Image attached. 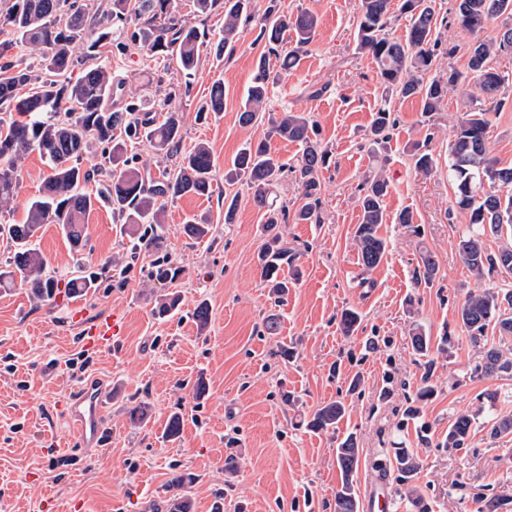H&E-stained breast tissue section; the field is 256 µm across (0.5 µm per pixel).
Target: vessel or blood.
<instances>
[{
	"label": "vessel or blood",
	"mask_w": 512,
	"mask_h": 512,
	"mask_svg": "<svg viewBox=\"0 0 512 512\" xmlns=\"http://www.w3.org/2000/svg\"><path fill=\"white\" fill-rule=\"evenodd\" d=\"M126 317L122 311H113L108 318L97 320L85 328L83 340L89 348L101 350L125 333ZM111 401L106 388L84 383L75 390L67 409L69 418L75 425L72 443L79 448L99 445L104 435V416Z\"/></svg>",
	"instance_id": "vessel-or-blood-1"
}]
</instances>
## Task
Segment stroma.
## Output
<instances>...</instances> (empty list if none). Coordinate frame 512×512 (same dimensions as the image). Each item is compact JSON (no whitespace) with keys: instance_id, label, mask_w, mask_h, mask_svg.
Wrapping results in <instances>:
<instances>
[{"instance_id":"1","label":"stroma","mask_w":512,"mask_h":512,"mask_svg":"<svg viewBox=\"0 0 512 512\" xmlns=\"http://www.w3.org/2000/svg\"><path fill=\"white\" fill-rule=\"evenodd\" d=\"M270 0H253V22L239 35L232 55L215 56L202 48L200 66L189 85L145 49L128 45L106 63L116 79L131 87L147 110L161 116L181 113L184 147L207 142L214 155L210 197L183 196L168 202L157 231L158 248L132 250L111 208L93 211L86 226L87 246L73 254L58 225L38 233V247L48 272L59 282L55 297L34 301L26 286L0 287V512H144L146 497L167 512L168 482L173 473L192 474L187 489L194 512H333L340 483L336 447L354 436L360 449L356 475L360 498L380 484L394 512H477L496 500L500 512H512V468L500 465L512 450V433L492 435L496 421L512 420V376L485 377L475 365L484 346L512 349V336L487 333L472 342L458 323V308L470 293L512 289V274L495 271L475 277L461 263L456 248L466 227L454 208L448 180V145L457 123L473 104L449 92L441 109L423 114L416 98L393 100L396 124L381 157L366 148L372 115L384 89L370 55L358 50L356 22L360 0H277L282 12L303 10L318 17L313 41L299 66L283 76L270 93L265 121L249 127L238 112L263 51L258 19ZM442 19L444 47L453 56L439 57L441 69L466 72L470 36L454 22L455 0H435ZM224 86V110L207 123L195 119L214 80ZM325 87L324 95L312 89ZM509 103L491 117L489 151L500 166L512 165V84L504 89ZM309 117L331 154L322 171L323 221L281 225L296 253L300 275L281 304H273L261 280L257 255L264 241L261 212L244 181L227 183L225 169L246 142L267 138L269 118L284 112ZM420 143L436 161L432 170L415 169L410 156ZM378 166L391 181L386 199L388 219L379 228L387 252L364 275L354 240L360 221V187ZM49 169L30 153L20 170L18 206L0 214V222L23 220V206L37 195ZM237 197L234 223L218 221L224 200ZM414 221L396 223L402 210ZM211 216L209 237L188 239L187 219ZM430 255L436 278L416 282L418 262ZM168 256L181 269L173 283L152 279L157 256ZM95 288L72 294L68 281L75 262L101 266ZM171 291L183 301L178 312L161 319L155 300ZM207 303L211 322L198 331L191 312ZM80 305L90 322L122 310L126 334L111 350L86 354L79 323L70 317ZM362 315L359 332L343 335V309ZM280 316L276 335L262 321L270 310ZM82 320V321H83ZM422 329L432 340L451 336L449 353L437 355L431 376L434 395L421 403L417 417L405 414L420 384L422 360L414 354L411 335ZM361 376L351 389L353 376ZM96 378L112 388L101 446L73 448L65 407L79 381ZM206 382L196 397L197 379ZM297 401L283 403L282 391ZM487 391L495 404L483 403ZM344 402L346 413L336 429L317 432L306 421L324 403ZM146 405L148 416L131 423L133 407ZM472 414L476 424L467 447L448 449L442 442L453 416ZM181 413L177 440L165 437L173 413ZM407 449L420 463L410 481L398 478L395 448ZM235 454V474L224 471V458Z\"/></svg>"}]
</instances>
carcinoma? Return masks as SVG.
<instances>
[{
  "instance_id": "1",
  "label": "carcinoma",
  "mask_w": 512,
  "mask_h": 512,
  "mask_svg": "<svg viewBox=\"0 0 512 512\" xmlns=\"http://www.w3.org/2000/svg\"><path fill=\"white\" fill-rule=\"evenodd\" d=\"M0 10V211L12 209L19 192L21 161L36 151L50 169L43 188L26 202V218L21 224H0V236L14 247L12 255L0 263V285L15 281L28 286L32 299L45 301L55 289V280L47 276L45 264L34 238L45 224L60 226L71 248L80 253L86 247L85 224L96 205L106 204L123 221L121 230L134 239L133 247H155L154 229L165 223L166 204L182 196H208L212 193L214 162L210 147L199 142L185 150L182 116L168 111L157 119L144 111L135 96H123L124 86L112 80V72L102 63V48L117 40H126L145 48L151 55L175 62L185 82H190L200 63V46L205 34L188 22L177 10L176 0H112L104 8L97 0H9ZM456 24L473 36L469 47V71L463 75L450 68L439 73L436 61L442 54L451 56L455 48L441 51L435 0H399L398 11L409 24L405 34L389 33L393 14L392 0H360L357 22L358 48L371 55L377 64L382 84L401 98L418 97L422 112L440 109L448 92L460 87L482 107L468 113L456 126L448 146V177L455 187V209L466 217V229L456 244L464 265L478 277L498 269L512 274V244L497 252L487 251L484 236H499L512 231V195L483 191L486 182L512 186V165L501 167L490 157L488 138L489 110L506 105L502 90L509 74L494 66L501 54H512V25L499 29L496 36L482 37L487 24L505 13L512 15V0H456ZM251 21L250 0H224V30L215 44L218 56L233 53L240 27ZM318 26L317 17L307 11L295 15L267 7L258 38L266 51L255 64L238 121L243 126L258 122L269 100L270 87L292 70L299 51L310 43ZM292 42L291 50L283 45ZM83 53L75 54V46ZM38 56L37 65L28 62ZM81 76L72 80L75 68ZM25 88L27 92L20 93ZM224 111V90L213 85L209 102L198 109V118ZM393 126L391 109L381 105L371 123L370 149L385 142ZM308 117L286 112L272 122L267 137L246 143L236 154L225 179L245 178L253 204L263 212L266 241L258 255L263 281L276 299L288 293L295 254L278 226L288 220V206L270 199L271 189L291 175L302 190V205L294 213L297 223L320 220L322 207L320 172L330 162L329 151L311 137ZM298 142L303 146L301 163L290 167L271 152L272 138ZM139 140L158 160L167 159L171 167L151 176L148 167L139 164L137 155H127L126 142ZM103 147L102 162L95 169L82 165L90 149ZM106 174L105 182L89 192L85 185ZM390 180L383 169L365 180L359 197L360 223L354 239L363 271L375 269L382 261L387 242L378 235L386 223L385 198ZM211 224L192 218L182 225L191 240L207 236ZM179 268L164 257L154 263L152 277L170 282ZM98 272L77 265L71 284L91 288ZM181 296L170 292L160 296L155 313L165 317L174 312ZM458 319L473 340L486 336L490 329L502 335L512 334V290L503 294L471 293L458 309ZM361 314L354 308L342 310L340 328L345 336L358 331ZM413 351L428 358L432 367L430 337L421 331L411 336ZM476 372L486 377L512 374V352L490 346L483 350ZM345 405L333 401L312 414L307 426L314 431L335 429L345 415ZM474 416L455 414L448 426L446 444L461 448L471 435ZM399 476L407 481L419 469L417 459L400 448L395 453ZM360 463L359 448L347 436L336 448L340 484L336 488L334 512H358L359 499L355 475ZM191 482L188 474L176 473L170 480L172 492L168 512H194V503L185 490Z\"/></svg>"
}]
</instances>
